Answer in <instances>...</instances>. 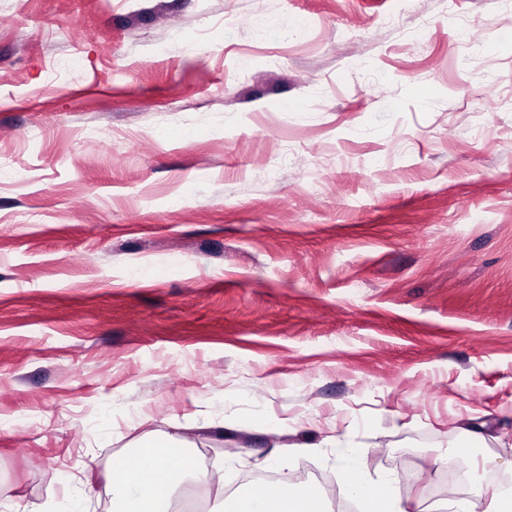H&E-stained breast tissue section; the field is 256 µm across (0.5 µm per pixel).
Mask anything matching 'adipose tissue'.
Instances as JSON below:
<instances>
[{"label":"adipose tissue","instance_id":"1","mask_svg":"<svg viewBox=\"0 0 512 512\" xmlns=\"http://www.w3.org/2000/svg\"><path fill=\"white\" fill-rule=\"evenodd\" d=\"M181 445V439L174 435L156 437L113 463L109 474L112 512H170V502L163 499L166 490L176 488L186 475L197 482L207 481V472L194 459H187L183 471L168 468L170 449ZM341 489L345 495L360 500L363 512H411L410 503L397 493L392 479L383 478L376 485H367L361 466L353 461L344 467ZM322 499L319 489L285 483L273 493L256 488L222 496L214 512H318ZM449 510L512 512V485L451 499Z\"/></svg>","mask_w":512,"mask_h":512}]
</instances>
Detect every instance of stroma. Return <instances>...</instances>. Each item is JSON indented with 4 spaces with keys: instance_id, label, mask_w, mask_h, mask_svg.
Instances as JSON below:
<instances>
[{
    "instance_id": "1",
    "label": "stroma",
    "mask_w": 512,
    "mask_h": 512,
    "mask_svg": "<svg viewBox=\"0 0 512 512\" xmlns=\"http://www.w3.org/2000/svg\"><path fill=\"white\" fill-rule=\"evenodd\" d=\"M512 481V0H0V512L178 433ZM316 445L285 456L284 448Z\"/></svg>"
}]
</instances>
